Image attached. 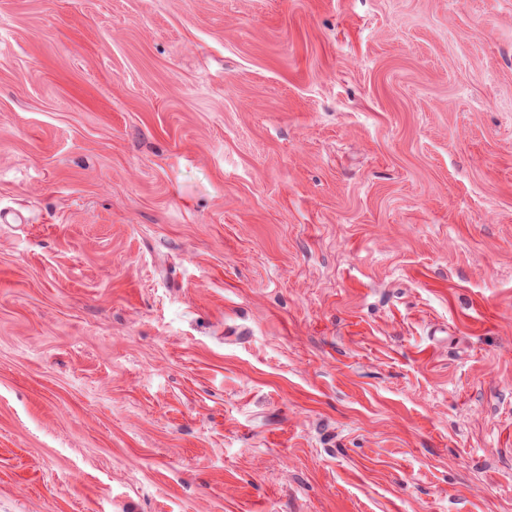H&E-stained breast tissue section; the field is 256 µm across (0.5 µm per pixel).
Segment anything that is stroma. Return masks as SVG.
<instances>
[{
    "label": "stroma",
    "mask_w": 512,
    "mask_h": 512,
    "mask_svg": "<svg viewBox=\"0 0 512 512\" xmlns=\"http://www.w3.org/2000/svg\"><path fill=\"white\" fill-rule=\"evenodd\" d=\"M0 512H512V0H0Z\"/></svg>",
    "instance_id": "obj_1"
}]
</instances>
